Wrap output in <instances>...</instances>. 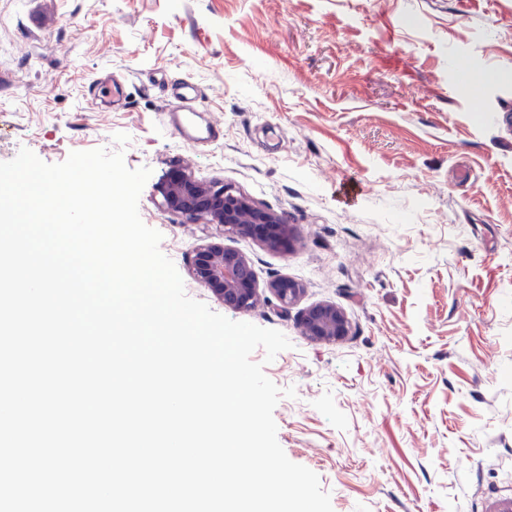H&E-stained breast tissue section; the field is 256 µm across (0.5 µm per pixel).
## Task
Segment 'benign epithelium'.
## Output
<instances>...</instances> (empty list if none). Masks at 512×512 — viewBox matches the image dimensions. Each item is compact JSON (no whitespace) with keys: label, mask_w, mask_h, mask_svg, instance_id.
<instances>
[{"label":"benign epithelium","mask_w":512,"mask_h":512,"mask_svg":"<svg viewBox=\"0 0 512 512\" xmlns=\"http://www.w3.org/2000/svg\"><path fill=\"white\" fill-rule=\"evenodd\" d=\"M161 195V207L167 212L213 225L225 234L254 237L271 248L289 245L288 225L277 214L230 187L201 181L181 170L171 176ZM190 272L228 310L248 312L258 302L259 286L252 263L237 250L204 242L194 249ZM267 290L286 310L298 301L304 288L297 281L282 278L270 282ZM300 329L303 336L320 343L341 341L350 333L345 313L328 302L305 309Z\"/></svg>","instance_id":"7a95c632"}]
</instances>
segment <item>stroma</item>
I'll return each mask as SVG.
<instances>
[{
	"mask_svg": "<svg viewBox=\"0 0 512 512\" xmlns=\"http://www.w3.org/2000/svg\"><path fill=\"white\" fill-rule=\"evenodd\" d=\"M178 79L219 142L169 125ZM119 132L187 295L290 340L252 359L295 388L277 439L333 512L512 500V0H0V162L112 151ZM181 168L280 215L290 249L162 211ZM206 241L251 259L252 311L191 278ZM281 277L305 286L286 309L265 290ZM319 302L344 341L301 335Z\"/></svg>",
	"mask_w": 512,
	"mask_h": 512,
	"instance_id": "35a3bbf8",
	"label": "stroma"
}]
</instances>
